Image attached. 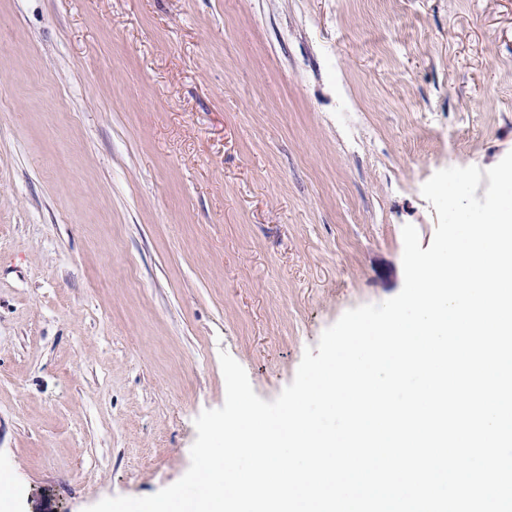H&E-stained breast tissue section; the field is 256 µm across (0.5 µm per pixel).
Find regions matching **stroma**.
<instances>
[{"mask_svg": "<svg viewBox=\"0 0 512 512\" xmlns=\"http://www.w3.org/2000/svg\"><path fill=\"white\" fill-rule=\"evenodd\" d=\"M512 152V0H0V474L145 497L403 287L422 185Z\"/></svg>", "mask_w": 512, "mask_h": 512, "instance_id": "stroma-1", "label": "stroma"}]
</instances>
